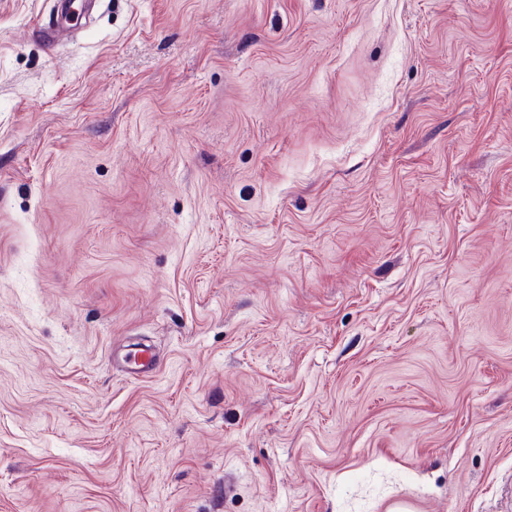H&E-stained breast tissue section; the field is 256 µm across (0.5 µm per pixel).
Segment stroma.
Returning a JSON list of instances; mask_svg holds the SVG:
<instances>
[{
  "label": "stroma",
  "instance_id": "stroma-1",
  "mask_svg": "<svg viewBox=\"0 0 512 512\" xmlns=\"http://www.w3.org/2000/svg\"><path fill=\"white\" fill-rule=\"evenodd\" d=\"M54 7L0 0V512H512V0ZM121 360L129 366L131 374L140 377H150L158 368L157 358L149 347L136 348L126 353Z\"/></svg>",
  "mask_w": 512,
  "mask_h": 512
}]
</instances>
